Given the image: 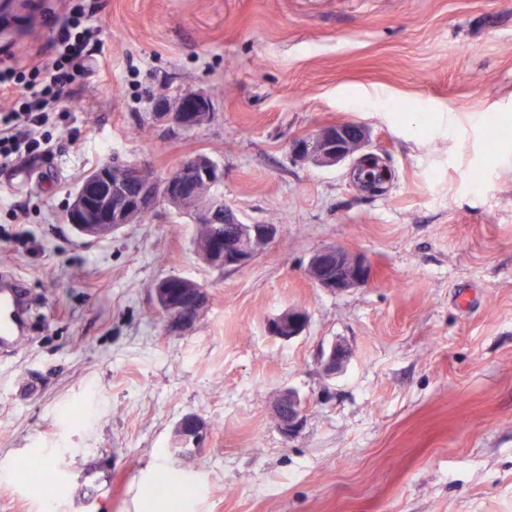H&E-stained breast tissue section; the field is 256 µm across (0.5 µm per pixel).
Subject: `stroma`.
Returning a JSON list of instances; mask_svg holds the SVG:
<instances>
[{
	"label": "stroma",
	"instance_id": "35a3bbf8",
	"mask_svg": "<svg viewBox=\"0 0 512 512\" xmlns=\"http://www.w3.org/2000/svg\"><path fill=\"white\" fill-rule=\"evenodd\" d=\"M0 0V65L53 53L56 0ZM98 66L47 127L51 158L0 180V272L22 278L30 332L0 357V512H512V0H97ZM205 92L213 117L179 136L151 102ZM357 122L391 173L289 145ZM203 152L246 224H274L248 265L217 271L162 205L102 239L63 216L112 154L165 173ZM28 213L13 223L12 206ZM365 255L366 285L307 276L327 246ZM207 286L193 327L166 333L154 284ZM298 307L306 332L268 322ZM337 341L351 357L325 375ZM306 402L290 439L274 404ZM200 439H177L186 419ZM191 449V457L175 447ZM308 318L305 312L289 308L269 322V332L284 340H292L306 332Z\"/></svg>",
	"mask_w": 512,
	"mask_h": 512
}]
</instances>
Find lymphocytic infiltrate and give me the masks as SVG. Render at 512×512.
<instances>
[{
    "mask_svg": "<svg viewBox=\"0 0 512 512\" xmlns=\"http://www.w3.org/2000/svg\"><path fill=\"white\" fill-rule=\"evenodd\" d=\"M58 5L66 20L53 36L56 57L47 59L36 52L25 65L0 70V169L9 167L19 154H53L55 144L43 127L93 60L88 46L98 34L91 24L94 5L87 0L76 5L58 0Z\"/></svg>",
    "mask_w": 512,
    "mask_h": 512,
    "instance_id": "1",
    "label": "lymphocytic infiltrate"
}]
</instances>
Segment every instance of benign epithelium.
<instances>
[{
  "label": "benign epithelium",
  "mask_w": 512,
  "mask_h": 512,
  "mask_svg": "<svg viewBox=\"0 0 512 512\" xmlns=\"http://www.w3.org/2000/svg\"><path fill=\"white\" fill-rule=\"evenodd\" d=\"M213 112L211 99L202 91L188 90L171 97L159 98L152 108L153 121L173 133L187 134L207 124ZM370 140L367 129L357 123H341L325 127L304 138L291 141V155L299 160H311L318 165L343 164L364 150ZM137 161H110L92 173L70 198L65 209L67 223L79 228L92 239L105 237L121 224L136 223L139 215L165 203L176 208L196 196L198 183L224 181V168L209 157L198 154L186 162H178L160 178L131 188L133 169ZM275 224H252L244 229L243 237L253 239V249L243 252L229 250L222 258H212L226 267H243L251 262L262 247L277 235ZM307 266L314 268L313 281L334 293H345L371 279L372 266L361 255L340 247H326L315 252ZM170 279L162 278L152 288L157 311L171 331L191 327L208 302L207 289L198 282L185 279L188 296L176 302L168 295ZM305 312L290 308L269 322V332L284 340H292L306 332ZM351 357L347 344L336 342L322 356V367L329 376L343 372ZM306 405L293 390L283 392L274 406L275 423L285 438L292 437L302 425Z\"/></svg>",
  "instance_id": "benign-epithelium-1"
}]
</instances>
